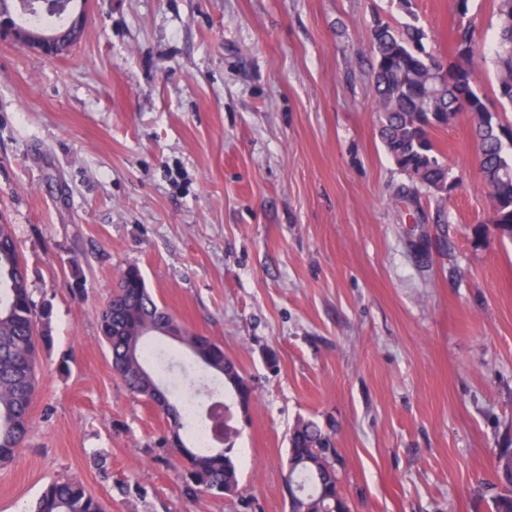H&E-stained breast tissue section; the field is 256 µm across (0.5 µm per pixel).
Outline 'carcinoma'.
<instances>
[{"label": "carcinoma", "instance_id": "1", "mask_svg": "<svg viewBox=\"0 0 512 512\" xmlns=\"http://www.w3.org/2000/svg\"><path fill=\"white\" fill-rule=\"evenodd\" d=\"M469 0L458 10L448 62L426 51L425 32L406 23L395 26L375 17L370 28L373 56V89L379 112L380 139L399 171L406 175L408 194L424 190L443 201L460 185L451 176L444 157L431 138L462 112L469 113L479 151L480 171L492 210L486 223L512 236V123L488 108L477 91L479 54L476 32L465 22ZM497 34L491 49L497 92L508 89L512 105V0H495ZM12 225L0 224V467L9 465L25 442L36 397L39 345L50 337L47 329L51 306L36 302L28 288L27 272L20 264ZM122 308L123 320L112 322L108 310L99 313L112 368L135 398L152 403L170 418L168 447L181 460L180 478L187 494L205 492L220 497L233 494L240 485L232 434L224 433V348L202 333L182 329L172 340L186 348L189 365L181 366L182 403L161 382V374L173 369L160 333L147 335L146 324L170 330L176 323L154 298L140 270H124L108 301ZM200 418L210 431L211 446L201 449L187 443L183 433L188 421ZM289 452L297 461L301 512H336L338 472L332 436L311 420H300L289 436ZM35 512H104L102 502L78 482L62 479L48 484L37 499Z\"/></svg>", "mask_w": 512, "mask_h": 512}]
</instances>
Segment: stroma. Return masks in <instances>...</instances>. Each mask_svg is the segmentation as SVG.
Instances as JSON below:
<instances>
[{
    "instance_id": "1",
    "label": "stroma",
    "mask_w": 512,
    "mask_h": 512,
    "mask_svg": "<svg viewBox=\"0 0 512 512\" xmlns=\"http://www.w3.org/2000/svg\"><path fill=\"white\" fill-rule=\"evenodd\" d=\"M58 58L0 37V224L52 307L33 428L0 512L80 480L110 512H288V436L332 435L353 512H493L512 454V239L468 114L463 179L399 197L378 136L374 17L447 57L453 0H88ZM138 267L254 387L242 495H186L167 417L114 373L98 314ZM80 292H73V282Z\"/></svg>"
}]
</instances>
